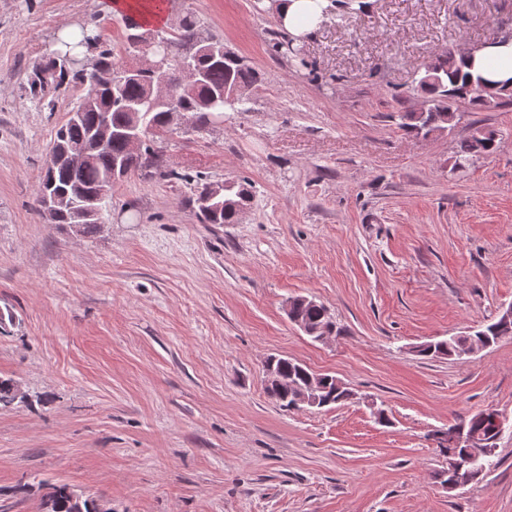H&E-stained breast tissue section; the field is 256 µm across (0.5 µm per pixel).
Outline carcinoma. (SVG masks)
I'll return each mask as SVG.
<instances>
[{"label":"carcinoma","instance_id":"1","mask_svg":"<svg viewBox=\"0 0 512 512\" xmlns=\"http://www.w3.org/2000/svg\"><path fill=\"white\" fill-rule=\"evenodd\" d=\"M155 34L173 43L176 51L166 69V74H150L118 85L108 78L117 74L120 67L114 63L112 48L101 40L100 35L81 32L77 46L86 49L91 56V67L85 71H73L56 65L55 60L33 69L28 78L29 99L42 103L45 87L49 84L59 88L71 81L89 84L88 93L92 99L82 98L72 110V115L55 132L51 150L61 154L74 151L86 154V162L72 166L67 161L45 164L37 196L50 192L61 197L76 193L94 197L100 192H109L114 184L111 179L114 169L123 176L132 173L149 175L159 167L160 159L151 136L164 130L170 123V113L178 112L190 122L192 129L204 130L219 124L224 112L246 104V93L261 80L259 72L241 56L224 47V42L214 36L201 33L195 17H182L173 32L157 30ZM206 45L224 49L218 60L201 52ZM191 60L202 71L201 82L190 93L175 86L180 63ZM427 67L434 69L431 81L417 80L418 87L425 92L424 115L415 117L411 110L399 114V129L407 134L423 132L428 134L453 128L457 118L462 116L459 107L468 105L480 109L496 108L512 100V79L494 84L480 75L473 74L462 57L449 58L437 55ZM108 114L112 134L102 145L94 143V131L102 114ZM140 126L143 128V142L139 149L128 144L126 132ZM496 133L482 128L462 140L456 150L455 166L470 164L479 151L489 154L495 150ZM224 198L214 203L211 212L200 211L204 224H234L237 210L245 208L251 201V191L246 183L237 180L225 181ZM291 319L298 320L309 329L329 325L336 327L328 308L318 302L295 303ZM502 325L499 319L481 326L469 335L451 336L432 341L420 356L427 358H459L467 342L480 338L491 347L499 342ZM19 385L10 378H0V407H7L26 401L18 394ZM473 429L485 434L491 430V422L482 413L459 418ZM54 498L50 512H74L67 496V485L52 486Z\"/></svg>","mask_w":512,"mask_h":512}]
</instances>
